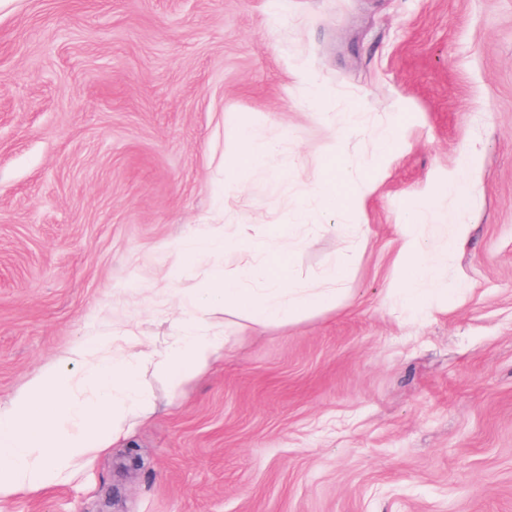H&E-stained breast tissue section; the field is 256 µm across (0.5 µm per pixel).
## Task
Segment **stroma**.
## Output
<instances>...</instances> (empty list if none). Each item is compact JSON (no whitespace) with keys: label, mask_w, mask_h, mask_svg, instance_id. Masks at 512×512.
I'll list each match as a JSON object with an SVG mask.
<instances>
[{"label":"stroma","mask_w":512,"mask_h":512,"mask_svg":"<svg viewBox=\"0 0 512 512\" xmlns=\"http://www.w3.org/2000/svg\"><path fill=\"white\" fill-rule=\"evenodd\" d=\"M417 197L468 236L409 315ZM219 226L299 285L347 255L335 307L226 304L209 371L146 367L148 416L0 512H512V0H0V405L84 338L162 353ZM227 248V238L222 229L215 230L210 236L202 239H192L187 241L183 246V254L195 258L202 259L207 255H224Z\"/></svg>","instance_id":"35a3bbf8"}]
</instances>
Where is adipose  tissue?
Listing matches in <instances>:
<instances>
[{
	"mask_svg": "<svg viewBox=\"0 0 512 512\" xmlns=\"http://www.w3.org/2000/svg\"><path fill=\"white\" fill-rule=\"evenodd\" d=\"M424 214L423 202L415 201L403 232L404 253L417 258L403 290L409 307L439 286L430 247L417 233ZM248 279L257 280V287H245ZM341 280L336 267L294 288L289 276L268 277L240 256L234 271L216 269L205 287L189 295L181 328L156 367L168 373L172 392H179L190 375L223 356L226 338L212 317L227 301L247 300L253 322L262 326L303 309L330 308ZM111 344L108 336L78 341L0 408V502L39 490L49 480L67 479L77 464L109 448L129 420L151 412V399L138 382L137 339L129 338V353L118 358L107 354Z\"/></svg>",
	"mask_w": 512,
	"mask_h": 512,
	"instance_id": "adipose-tissue-1",
	"label": "adipose tissue"
}]
</instances>
